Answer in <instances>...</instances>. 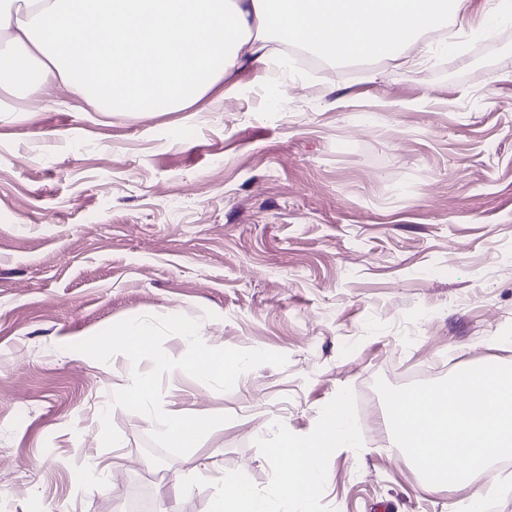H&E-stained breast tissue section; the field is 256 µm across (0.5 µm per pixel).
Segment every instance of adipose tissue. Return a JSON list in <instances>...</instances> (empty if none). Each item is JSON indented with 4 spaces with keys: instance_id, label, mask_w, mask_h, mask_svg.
Here are the masks:
<instances>
[{
    "instance_id": "ef3b65f1",
    "label": "adipose tissue",
    "mask_w": 512,
    "mask_h": 512,
    "mask_svg": "<svg viewBox=\"0 0 512 512\" xmlns=\"http://www.w3.org/2000/svg\"><path fill=\"white\" fill-rule=\"evenodd\" d=\"M466 0H0V93L55 82L115 112L182 110L237 67L265 61L268 44L311 46L332 59L391 57ZM345 412L300 440L277 494L304 504L330 449L355 447ZM214 512H264L240 476L225 478Z\"/></svg>"
}]
</instances>
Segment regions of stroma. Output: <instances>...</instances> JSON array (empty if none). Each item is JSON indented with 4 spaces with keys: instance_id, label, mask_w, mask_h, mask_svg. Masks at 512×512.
Here are the masks:
<instances>
[{
    "instance_id": "stroma-1",
    "label": "stroma",
    "mask_w": 512,
    "mask_h": 512,
    "mask_svg": "<svg viewBox=\"0 0 512 512\" xmlns=\"http://www.w3.org/2000/svg\"><path fill=\"white\" fill-rule=\"evenodd\" d=\"M463 18L401 58L343 61L271 44L188 109L110 112L57 82L0 112V512H213L225 475L268 512H462L390 439L376 379L402 387L512 363V17ZM184 314L212 347L285 354L217 392L173 370L172 414H227L153 465L152 424L110 408L132 369L70 343ZM302 507L275 496L281 434L336 409ZM110 410L122 445L104 447ZM106 462V477L92 465Z\"/></svg>"
}]
</instances>
